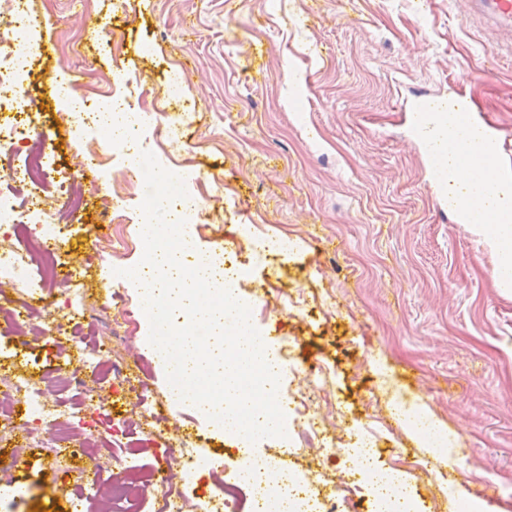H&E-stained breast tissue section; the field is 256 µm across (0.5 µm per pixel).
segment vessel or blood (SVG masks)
<instances>
[{
	"mask_svg": "<svg viewBox=\"0 0 512 512\" xmlns=\"http://www.w3.org/2000/svg\"><path fill=\"white\" fill-rule=\"evenodd\" d=\"M472 12L487 21L512 27V0H469ZM410 129L424 148L425 164L436 196L448 204L455 223H473L476 214L464 197L449 198L448 187L459 173L470 174L475 195L494 197L498 206L485 215V234L500 238L502 227H512V167L506 155L512 137L481 120L470 97L459 94L451 108L437 106L429 92H413L407 101Z\"/></svg>",
	"mask_w": 512,
	"mask_h": 512,
	"instance_id": "obj_1",
	"label": "vessel or blood"
}]
</instances>
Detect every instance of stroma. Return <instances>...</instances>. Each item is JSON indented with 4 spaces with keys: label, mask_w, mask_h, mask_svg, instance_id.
Returning <instances> with one entry per match:
<instances>
[{
    "label": "stroma",
    "mask_w": 512,
    "mask_h": 512,
    "mask_svg": "<svg viewBox=\"0 0 512 512\" xmlns=\"http://www.w3.org/2000/svg\"><path fill=\"white\" fill-rule=\"evenodd\" d=\"M30 11L52 45L34 54L24 87L47 136L38 148L83 198L63 221L60 253L87 313L123 296L128 340L100 355L142 365L147 400L167 417L164 444L125 429L123 417L141 415L137 394H114L111 378L44 343L0 337V374L61 366L83 378L117 419V445L100 451L114 476L146 471L186 436L207 454L237 455L195 407L170 402L141 289L90 248L114 230L112 180L130 162L105 149L92 167L96 131H76L44 81L103 107L115 90L135 109L192 113L157 153L169 171L190 165L202 176L194 192L205 213L184 233L203 253L244 259L238 295H266L253 323L276 339L279 389L309 395L334 439L323 452L269 437L252 455L281 458L327 495L354 464L349 431L361 423L378 432V463L397 470L414 512H512V288L498 286L484 237L443 215L403 109L415 90H463L483 120L512 132V33L469 17L466 0H30ZM173 70L182 98L168 106ZM245 224L288 237L287 254L250 259ZM315 365L327 369L319 389ZM402 400L454 433L446 467L434 468L432 447L400 422ZM25 409L14 404L13 437L0 443V478L16 489L0 496V512H98L99 498L31 447L29 430L46 440L51 431Z\"/></svg>",
    "instance_id": "obj_1"
}]
</instances>
